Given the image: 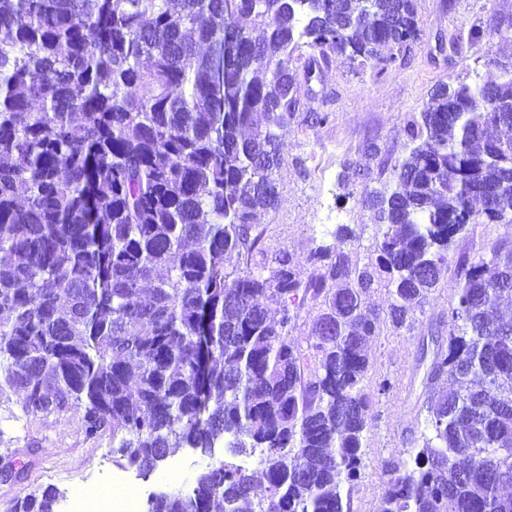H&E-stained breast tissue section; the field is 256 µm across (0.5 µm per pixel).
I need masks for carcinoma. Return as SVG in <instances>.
Listing matches in <instances>:
<instances>
[{"instance_id":"carcinoma-1","label":"carcinoma","mask_w":512,"mask_h":512,"mask_svg":"<svg viewBox=\"0 0 512 512\" xmlns=\"http://www.w3.org/2000/svg\"><path fill=\"white\" fill-rule=\"evenodd\" d=\"M416 35L415 0H0V397L80 414L145 477L179 448L212 458L148 512H352L382 324L365 297L387 288L389 323L411 327L454 237L512 219V77L434 86L392 186L363 190L374 261H351L346 224L306 281L288 249L249 258L301 45L378 66ZM366 177L350 162L340 184ZM504 273L512 242L462 270L427 373L431 436L384 461L376 512H512ZM307 300L304 348L289 332ZM218 443L254 466L213 459Z\"/></svg>"}]
</instances>
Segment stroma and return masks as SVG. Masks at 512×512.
<instances>
[{"instance_id": "obj_1", "label": "stroma", "mask_w": 512, "mask_h": 512, "mask_svg": "<svg viewBox=\"0 0 512 512\" xmlns=\"http://www.w3.org/2000/svg\"><path fill=\"white\" fill-rule=\"evenodd\" d=\"M418 34L408 50L377 69L330 56L313 72L298 70V104L283 139L281 164L275 172L279 197L262 220L260 253L253 263L281 249L294 253L302 278L316 270L310 257L332 244L337 225L355 237L347 251L352 262L374 257L378 227L362 203L364 187L391 183L396 165L407 157L406 128L418 118L431 88L439 82L488 76L493 59L512 50V0H416ZM484 35L471 37L474 26ZM326 115L316 123L314 114ZM369 174L366 185L344 193L338 181L347 161ZM512 241V224H472L448 249V263L437 290L419 308L410 329H382L368 344L365 385L373 405L365 434L361 477L353 491L354 512H375L384 490L383 460L416 447L422 432L417 415L432 395L426 373L438 349L448 346V307L459 285V259L475 262L491 246ZM390 379V393L377 384ZM12 454L27 463L25 480L0 483V512L14 499L53 485L73 494L79 487L111 488L120 474L141 480L155 493L189 490L208 459L182 448L147 478L112 457L110 437L85 438L80 415H25L20 395L0 403V456Z\"/></svg>"}]
</instances>
